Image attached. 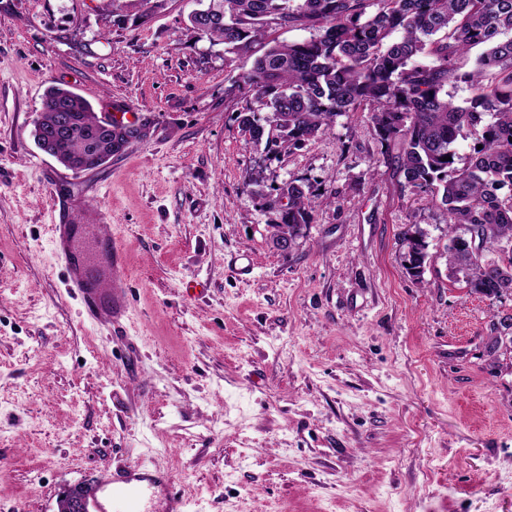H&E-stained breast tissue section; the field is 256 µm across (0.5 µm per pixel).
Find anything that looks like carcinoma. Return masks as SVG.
I'll list each match as a JSON object with an SVG mask.
<instances>
[{
  "label": "carcinoma",
  "instance_id": "cac0c4a2",
  "mask_svg": "<svg viewBox=\"0 0 512 512\" xmlns=\"http://www.w3.org/2000/svg\"><path fill=\"white\" fill-rule=\"evenodd\" d=\"M223 7L222 25L193 14L189 23L199 37L224 44L228 61L253 58L236 80L260 107L237 113L244 141L276 155L303 147L337 117L370 107L378 141L400 144L395 165L403 186L446 206L449 277L489 299L512 296V254L497 251L512 243V0H223ZM160 8L154 0H112L120 19L131 12L147 18ZM284 27L316 35L293 42L270 37ZM479 46L485 50L475 68L461 70L457 61ZM425 55L434 63L419 62ZM457 83L471 91L462 105L448 99V85ZM63 113L76 114L79 123L66 140L48 139L47 154L77 162L79 172L107 162L117 137L71 90L47 89L33 137L49 133ZM462 136L473 146L459 164L453 145ZM267 207L277 213L276 233L292 236L296 226L312 222L316 200L292 180ZM469 236L481 244L471 255L455 246ZM427 238L417 224L403 232L412 248L407 271L418 279Z\"/></svg>",
  "mask_w": 512,
  "mask_h": 512
}]
</instances>
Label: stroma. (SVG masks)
<instances>
[{"instance_id":"obj_1","label":"stroma","mask_w":512,"mask_h":512,"mask_svg":"<svg viewBox=\"0 0 512 512\" xmlns=\"http://www.w3.org/2000/svg\"><path fill=\"white\" fill-rule=\"evenodd\" d=\"M0 0V512L171 470L185 512H512V298L449 280L445 206L405 188L367 111L299 149L245 144L252 60L188 27L196 0ZM131 135L75 172L35 143L50 86ZM319 205L289 250L266 196ZM111 234L117 321L90 319L48 228ZM427 230L421 278L406 225ZM154 1L161 0H112V16L118 17L120 20L134 11L138 18H147L163 7V4H157Z\"/></svg>"}]
</instances>
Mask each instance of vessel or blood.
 I'll return each mask as SVG.
<instances>
[{
  "instance_id": "obj_1",
  "label": "vessel or blood",
  "mask_w": 512,
  "mask_h": 512,
  "mask_svg": "<svg viewBox=\"0 0 512 512\" xmlns=\"http://www.w3.org/2000/svg\"><path fill=\"white\" fill-rule=\"evenodd\" d=\"M72 286L89 307H98L101 301L107 300L114 311L123 308L118 297L107 288L104 279L93 271L74 274ZM173 483L174 479L169 473L133 467L120 478L105 479L99 483L93 508L95 512H150L154 498L161 494L167 500V512H182L183 501L173 492Z\"/></svg>"
}]
</instances>
